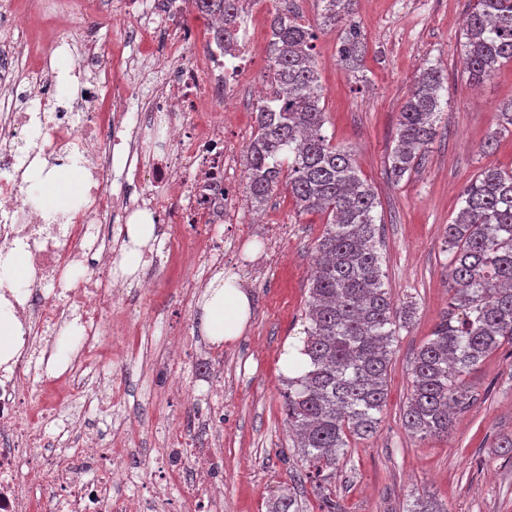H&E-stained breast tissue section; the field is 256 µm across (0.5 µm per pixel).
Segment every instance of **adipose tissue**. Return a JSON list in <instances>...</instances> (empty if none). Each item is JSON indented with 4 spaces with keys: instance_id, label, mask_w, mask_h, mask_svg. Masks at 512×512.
<instances>
[{
    "instance_id": "adipose-tissue-1",
    "label": "adipose tissue",
    "mask_w": 512,
    "mask_h": 512,
    "mask_svg": "<svg viewBox=\"0 0 512 512\" xmlns=\"http://www.w3.org/2000/svg\"><path fill=\"white\" fill-rule=\"evenodd\" d=\"M80 177V160L76 157L53 168L41 161L24 172L35 206L49 218L67 216ZM201 311L205 335L216 342H228L238 338L249 323L250 297L239 287L235 275L221 273L209 282Z\"/></svg>"
}]
</instances>
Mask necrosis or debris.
Listing matches in <instances>:
<instances>
[{
  "mask_svg": "<svg viewBox=\"0 0 512 512\" xmlns=\"http://www.w3.org/2000/svg\"><path fill=\"white\" fill-rule=\"evenodd\" d=\"M162 7L166 19L158 27V47L167 66L160 93L141 106L134 127L125 124L129 96L115 75L111 49L89 43L76 62L78 72L90 73L93 86L75 109L57 106L58 81L50 69L19 77L10 64L14 47H0V245L23 243L37 278L48 279L52 291L27 288L12 310L24 330L23 346L0 367V512H221L224 454L217 431L224 414L216 408L196 409L200 423L196 441L171 432L158 455L161 474L176 481L179 494L116 495L128 472L121 451L130 439L122 431L102 449L78 434L74 445L47 448L42 426L56 414L65 394L80 388L88 369L110 363L108 316L124 296L112 278L113 251L102 246L96 226L110 221L123 235L137 215L150 214L154 224L151 265L166 270L183 247L205 258L196 274L209 279L223 262L238 263L239 244L251 239V225H239L232 240L215 227L238 209L236 180L226 175L237 146L224 137V115L232 111L239 89L260 88L271 97L270 85L257 78L253 34H236L234 55L209 42L203 55L191 50L212 22L202 19L189 27L182 18L191 0H114V27L140 22ZM110 92L112 112L97 109L100 91ZM36 100L52 110L43 129V151L54 156L75 150L86 158L89 172L87 202L66 233L47 231L28 201V189L13 171L17 154L10 144L29 123L17 100ZM127 143L122 178L126 194L110 190L111 145ZM137 198H130V191ZM75 321L77 344L69 355L67 373L51 377L48 364L56 353L54 330Z\"/></svg>",
  "mask_w": 512,
  "mask_h": 512,
  "instance_id": "1",
  "label": "necrosis or debris"
}]
</instances>
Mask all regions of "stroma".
I'll return each mask as SVG.
<instances>
[{
    "instance_id": "1",
    "label": "stroma",
    "mask_w": 512,
    "mask_h": 512,
    "mask_svg": "<svg viewBox=\"0 0 512 512\" xmlns=\"http://www.w3.org/2000/svg\"><path fill=\"white\" fill-rule=\"evenodd\" d=\"M91 16L71 24L74 44L95 39L122 49L125 57L152 53L149 42L112 26L114 0H89ZM470 0H358L355 21L366 52L359 71L337 60L341 32L321 30L314 56L324 90L323 132L351 149L362 176L374 188L386 288L396 302L413 304L411 323L398 332L388 367L385 406L376 433L351 441L336 466L330 491L343 512H409L416 498L435 494L448 512H512V458L498 441L512 434V346L500 349L466 375L476 400L458 415L445 437L425 439L403 425L411 392V363L448 308L445 229L461 208V193L483 167L512 168V133L500 130L499 105L512 101V62L471 85L464 69L463 19ZM440 68L442 114L436 136L418 166L392 180L388 155L400 112L416 77ZM239 219L253 223L258 281L239 278L252 316L236 340L224 343V512H271L280 496L300 512H320L315 481L288 430L281 365L287 349L300 345L314 247L325 227L319 212H299L279 188L253 218L241 206ZM138 279H153V295H131L112 315V362L92 376L60 411L107 435L127 426L136 434L131 473L121 487L133 495L155 484L156 457L173 426L191 428L188 395L205 382L200 349H189L178 365L185 393L158 386L174 330L201 337L202 293L194 273L174 267L158 272L141 263Z\"/></svg>"
}]
</instances>
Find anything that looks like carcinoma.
<instances>
[{"label":"carcinoma","instance_id":"cac0c4a2","mask_svg":"<svg viewBox=\"0 0 512 512\" xmlns=\"http://www.w3.org/2000/svg\"><path fill=\"white\" fill-rule=\"evenodd\" d=\"M324 26H344L338 62L354 72L365 44L353 20L356 0H315ZM221 23L214 39L229 47L241 19L236 0H194ZM269 73L275 97L256 107L248 148L246 198L258 211L281 184L300 212L326 216L315 247L299 353L307 368L287 379L288 425L302 459L319 478L323 512H342L324 483L353 439L376 431L386 395L391 346L410 323L413 305H398L384 287L374 211L379 202L352 154L322 133L323 88L313 57L315 34L290 9L272 15ZM473 84L512 62V0H474L463 32ZM442 75L424 70L403 106L389 154L394 178L411 172L436 135ZM463 207L448 225L450 310L411 365L412 392L403 423L422 438L448 435L454 416L476 400L465 376L512 343V169L485 166L465 186ZM408 512H447L432 494Z\"/></svg>","mask_w":512,"mask_h":512}]
</instances>
